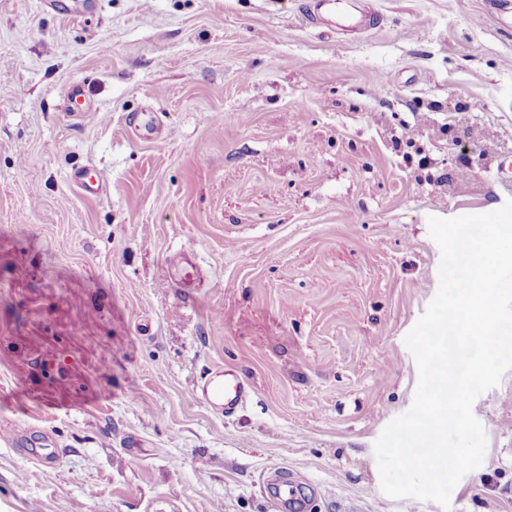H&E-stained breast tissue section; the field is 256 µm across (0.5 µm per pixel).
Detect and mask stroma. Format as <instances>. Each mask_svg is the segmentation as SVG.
Wrapping results in <instances>:
<instances>
[{"label": "stroma", "mask_w": 512, "mask_h": 512, "mask_svg": "<svg viewBox=\"0 0 512 512\" xmlns=\"http://www.w3.org/2000/svg\"><path fill=\"white\" fill-rule=\"evenodd\" d=\"M82 2L0 0V512H272L277 471L311 512H445L388 497L374 444L418 382L429 216L512 199V14L358 0L382 24L349 34L304 0ZM227 367L231 413L191 393ZM473 413L446 512H512V370Z\"/></svg>", "instance_id": "1"}]
</instances>
